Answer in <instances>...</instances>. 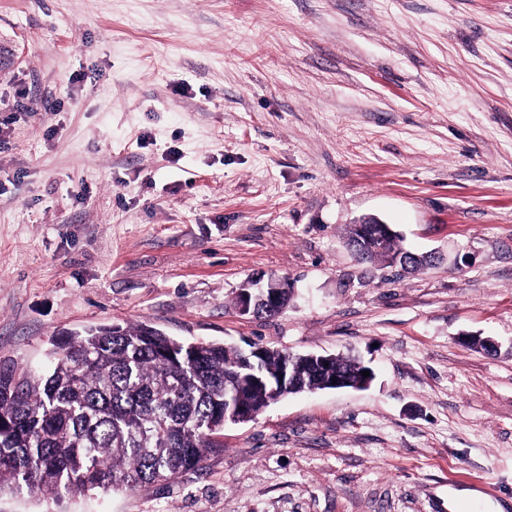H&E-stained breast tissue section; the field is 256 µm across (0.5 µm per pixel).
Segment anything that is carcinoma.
<instances>
[{
  "mask_svg": "<svg viewBox=\"0 0 512 512\" xmlns=\"http://www.w3.org/2000/svg\"><path fill=\"white\" fill-rule=\"evenodd\" d=\"M400 255L412 252L396 234L358 259ZM49 357L42 376L0 370V492L58 500L166 481L220 447L224 401L261 410L336 377L353 388L369 370L349 356L185 344L144 324L87 328Z\"/></svg>",
  "mask_w": 512,
  "mask_h": 512,
  "instance_id": "1",
  "label": "carcinoma"
}]
</instances>
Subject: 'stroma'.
Masks as SVG:
<instances>
[{
  "mask_svg": "<svg viewBox=\"0 0 512 512\" xmlns=\"http://www.w3.org/2000/svg\"><path fill=\"white\" fill-rule=\"evenodd\" d=\"M365 215L440 261L357 262ZM272 276L287 309L240 314ZM138 323L375 378L0 512H512V0H0V368Z\"/></svg>",
  "mask_w": 512,
  "mask_h": 512,
  "instance_id": "stroma-1",
  "label": "stroma"
}]
</instances>
